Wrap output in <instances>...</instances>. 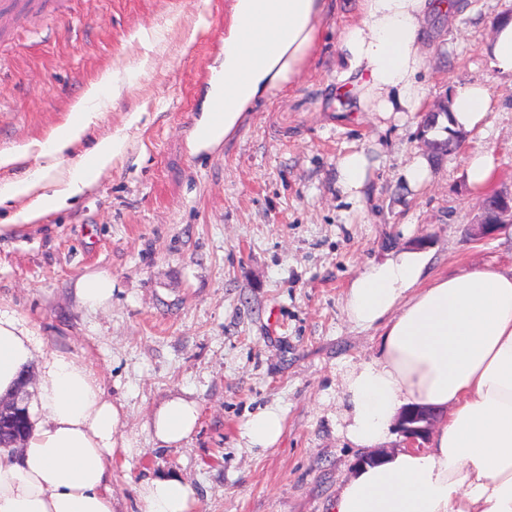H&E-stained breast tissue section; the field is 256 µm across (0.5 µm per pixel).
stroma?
<instances>
[{
    "label": "stroma",
    "instance_id": "1",
    "mask_svg": "<svg viewBox=\"0 0 512 512\" xmlns=\"http://www.w3.org/2000/svg\"><path fill=\"white\" fill-rule=\"evenodd\" d=\"M425 39L422 112L381 121L336 105L338 34L357 0H330L325 40L289 89L257 103L216 150L193 153L205 110L203 70L223 59L227 0H60L0 47V185L41 166L38 145L69 119L92 84L118 73L100 117L59 162L72 167L109 135L115 158L66 207L0 233V301L34 324L45 349L84 360L113 402L132 454L112 460V512H141L149 478L196 492L199 512H333L364 449L336 422V392L350 366L377 357L380 329L346 316L345 294L372 261L420 249L435 272L512 265V236L477 238L484 194L467 181L469 150L494 163L491 190L512 196V76L483 47L512 0H456ZM479 83L492 100L484 131L435 157L423 111ZM356 147L378 162L360 206L336 185L337 161ZM430 168L412 188L413 156ZM112 276V304L91 310L79 276ZM195 401L199 418L182 444L158 447L154 411ZM280 407L284 431L268 450L246 447L249 414Z\"/></svg>",
    "mask_w": 512,
    "mask_h": 512
}]
</instances>
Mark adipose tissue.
I'll use <instances>...</instances> for the list:
<instances>
[{"instance_id": "ef3b65f1", "label": "adipose tissue", "mask_w": 512, "mask_h": 512, "mask_svg": "<svg viewBox=\"0 0 512 512\" xmlns=\"http://www.w3.org/2000/svg\"><path fill=\"white\" fill-rule=\"evenodd\" d=\"M328 0H230L224 29V113H202L194 151L225 140L258 101L294 84L323 37ZM454 0H358L357 18L336 38L339 83L351 86L353 105L381 118L420 110L426 96L423 39L428 20L452 14ZM112 77L88 90L69 120L39 146L55 160L97 119L91 104ZM490 96L480 84L451 99L455 128H481ZM125 139L99 141L51 183L45 172L0 185V207L27 196L15 227L81 194L120 156ZM365 149L338 161L337 183L349 201L361 198L370 175ZM345 311L351 322L381 330L379 356L345 371L340 383L341 433L355 447L381 444L400 412L426 406L440 412L425 449L409 448L361 466L339 492L334 512H512V268H475L458 275L432 273L417 250L391 253L350 284ZM38 366L41 417L20 458L0 455V512H112L109 473L124 413L108 398L95 372L76 356L43 352L29 320L0 303V398L20 374ZM195 402L182 397L153 414L156 442L176 445L193 434ZM284 418L275 407L243 426L248 447L278 444ZM141 512H198L192 486L153 478L140 488Z\"/></svg>"}]
</instances>
